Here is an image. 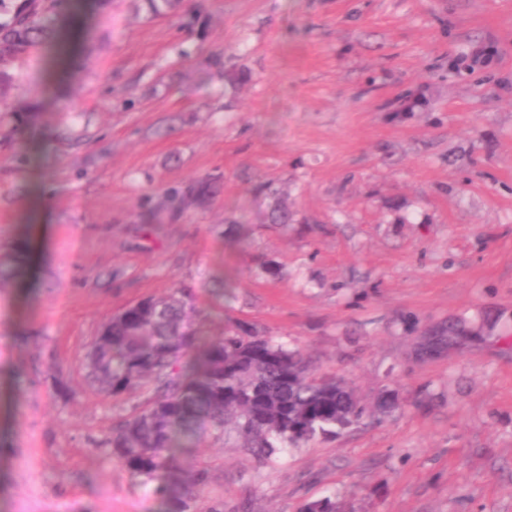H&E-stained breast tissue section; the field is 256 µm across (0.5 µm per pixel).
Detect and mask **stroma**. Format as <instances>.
<instances>
[{
  "label": "stroma",
  "mask_w": 512,
  "mask_h": 512,
  "mask_svg": "<svg viewBox=\"0 0 512 512\" xmlns=\"http://www.w3.org/2000/svg\"><path fill=\"white\" fill-rule=\"evenodd\" d=\"M57 26L0 103V512H164L100 448L151 392L100 393L86 356L113 312L180 288L210 335L252 328L405 403L266 465L205 441L194 512L335 490L355 512H512V0H85ZM206 175L209 208L140 223ZM446 319L465 342L417 358Z\"/></svg>",
  "instance_id": "1"
}]
</instances>
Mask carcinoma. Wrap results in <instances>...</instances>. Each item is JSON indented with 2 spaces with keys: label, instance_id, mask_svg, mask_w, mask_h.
<instances>
[{
  "label": "carcinoma",
  "instance_id": "1",
  "mask_svg": "<svg viewBox=\"0 0 512 512\" xmlns=\"http://www.w3.org/2000/svg\"><path fill=\"white\" fill-rule=\"evenodd\" d=\"M154 16L176 10L181 0H148ZM59 0L26 9L0 0V93L10 88L14 62L48 40ZM217 180L199 178L170 188L164 203L179 218L210 205ZM98 389L119 397L145 385L147 404L112 426L100 447L124 463L132 477L154 484L167 512H191L194 489L206 480L199 470L183 493L159 481L176 469L177 455L203 437L232 442L268 461L317 437L327 438L361 423L373 412L401 407L389 392L368 406L335 375L315 384L306 379L309 361L296 349L240 327L210 337L196 322L192 294L179 289L149 296L112 314L103 339L87 354ZM336 495L306 501L298 512H340Z\"/></svg>",
  "mask_w": 512,
  "mask_h": 512
}]
</instances>
